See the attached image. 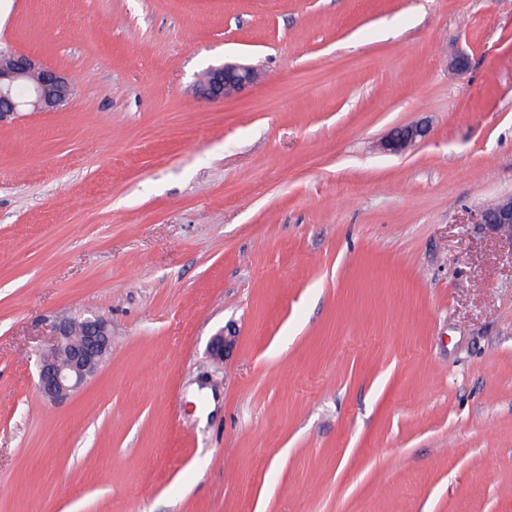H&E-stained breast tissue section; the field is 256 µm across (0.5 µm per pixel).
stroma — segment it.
I'll return each instance as SVG.
<instances>
[{
    "label": "stroma",
    "mask_w": 512,
    "mask_h": 512,
    "mask_svg": "<svg viewBox=\"0 0 512 512\" xmlns=\"http://www.w3.org/2000/svg\"><path fill=\"white\" fill-rule=\"evenodd\" d=\"M0 48L76 84L0 126V512H512V0H0ZM257 72L250 66L224 64L212 68L208 77L197 85L200 97L207 100L224 99L253 84ZM427 134L424 127L418 125H405L396 129L391 136L385 140L384 148L392 154H400L408 147L423 139ZM477 224L484 233L508 241L512 247V196L503 197L481 210ZM85 323L80 341L73 338L76 321L63 316L53 321L51 343L38 354V394L49 401H61L78 391L112 353V326L99 313L83 311Z\"/></svg>",
    "instance_id": "35a3bbf8"
}]
</instances>
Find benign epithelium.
Instances as JSON below:
<instances>
[{"label": "benign epithelium", "instance_id": "benign-epithelium-1", "mask_svg": "<svg viewBox=\"0 0 512 512\" xmlns=\"http://www.w3.org/2000/svg\"><path fill=\"white\" fill-rule=\"evenodd\" d=\"M257 72L250 66L224 64L211 69L210 74L197 85L200 97L216 100L229 97L253 84ZM75 83L66 74L50 69L37 57L26 54H8L0 57V125L14 120L21 112H54L74 95ZM427 131L418 125L396 129L385 140L384 148L400 154ZM478 227L494 239L512 244V196L499 199L491 207L480 211ZM85 333L74 340L76 321L63 316L53 321L52 340L38 354V394L49 401H61L78 391L112 353V326L103 315L85 311L81 314ZM236 336L217 333L209 344V355L217 358L232 347Z\"/></svg>", "mask_w": 512, "mask_h": 512}]
</instances>
